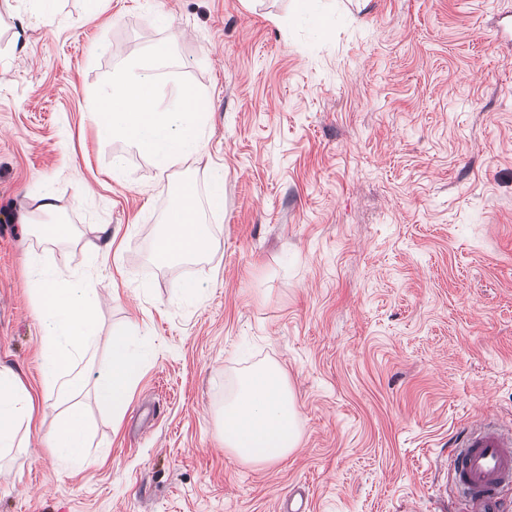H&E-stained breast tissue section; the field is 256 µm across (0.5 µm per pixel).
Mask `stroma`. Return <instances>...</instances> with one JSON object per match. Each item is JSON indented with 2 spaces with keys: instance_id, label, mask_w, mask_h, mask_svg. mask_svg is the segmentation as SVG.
I'll return each instance as SVG.
<instances>
[{
  "instance_id": "1",
  "label": "stroma",
  "mask_w": 512,
  "mask_h": 512,
  "mask_svg": "<svg viewBox=\"0 0 512 512\" xmlns=\"http://www.w3.org/2000/svg\"><path fill=\"white\" fill-rule=\"evenodd\" d=\"M159 52L160 94L210 104L204 152L169 176L92 120L113 74ZM44 184L67 241L19 221ZM185 186L210 249L161 266L150 233ZM94 224L117 260L93 262ZM32 260L100 282L88 379L113 339L140 356L120 418L82 398V469L40 441L63 407ZM263 362L287 375L300 443L251 464L220 410ZM0 365L36 408L30 448L0 459V512H280L298 484L311 512H456L458 431L512 428V0H59L50 26L0 0Z\"/></svg>"
}]
</instances>
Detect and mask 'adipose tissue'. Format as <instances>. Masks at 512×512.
<instances>
[{
    "instance_id": "obj_1",
    "label": "adipose tissue",
    "mask_w": 512,
    "mask_h": 512,
    "mask_svg": "<svg viewBox=\"0 0 512 512\" xmlns=\"http://www.w3.org/2000/svg\"><path fill=\"white\" fill-rule=\"evenodd\" d=\"M156 66L148 60L113 75L92 117L102 136L134 143L165 173L203 152L209 104L180 84L171 87L168 103H160L151 79ZM207 248L196 194L185 191L156 233L153 255L171 262L201 255ZM28 276L41 303L44 382L58 394L76 395L87 383L77 363L94 353L100 283L87 276L61 282L52 264L36 261L30 262ZM138 369V358L124 343L114 342L112 362L94 382L98 399L120 411ZM34 419L29 392L13 369L0 366V450L15 447L19 429L32 426ZM43 444L58 459L84 465L89 440L82 410L70 408ZM298 445L297 410L286 373L275 363L244 372L224 400L225 448L248 462L273 463Z\"/></svg>"
}]
</instances>
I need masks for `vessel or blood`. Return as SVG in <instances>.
<instances>
[{"instance_id": "vessel-or-blood-1", "label": "vessel or blood", "mask_w": 512, "mask_h": 512, "mask_svg": "<svg viewBox=\"0 0 512 512\" xmlns=\"http://www.w3.org/2000/svg\"><path fill=\"white\" fill-rule=\"evenodd\" d=\"M448 460L461 512H507L512 506V431L491 420L471 425Z\"/></svg>"}]
</instances>
